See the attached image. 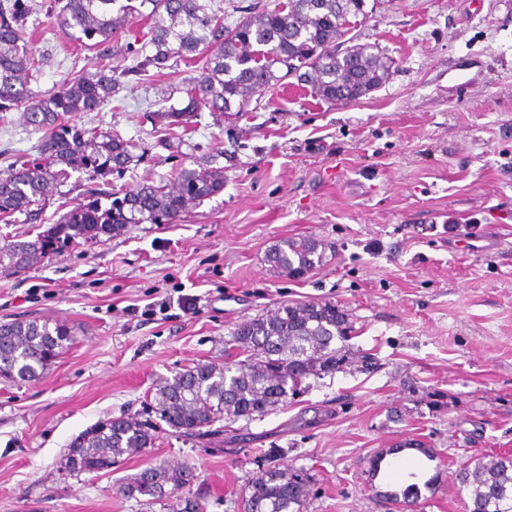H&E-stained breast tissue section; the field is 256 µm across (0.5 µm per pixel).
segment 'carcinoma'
<instances>
[{"label": "carcinoma", "mask_w": 512, "mask_h": 512, "mask_svg": "<svg viewBox=\"0 0 512 512\" xmlns=\"http://www.w3.org/2000/svg\"><path fill=\"white\" fill-rule=\"evenodd\" d=\"M364 0H279L272 9L245 17L233 28L224 26L209 0H63L55 13L60 30L91 50L95 37L108 41L133 25L148 21L138 49L125 51L136 63L116 70L99 64L94 71L71 76L61 91L36 93L40 60L29 49L25 21L30 0H0V112L23 109L27 124L44 131L39 155L13 163L0 175V222L13 224L16 215L35 224L42 210L71 173L85 171L104 179L59 223L33 241L0 246V270L21 271L63 252L76 239L120 232L128 224H171L189 205L224 190V168L206 160L181 170L173 181L144 183L121 192L106 177L121 174L137 158L141 146L96 127H78L68 116L94 112L124 84L143 83L172 68L170 61L199 66L184 80L179 107H161L153 114L167 130L187 127L197 113L242 112L258 92L293 76L311 86L318 99L350 101L381 86L390 65L374 46L346 37L348 16L363 10ZM346 47L336 51V41ZM323 253L309 240L284 239L267 254L271 270L290 276L323 264ZM355 327L349 314L332 303H296L277 312L239 323L225 341L226 361L199 364L158 385L159 419L175 429L198 432L222 420L262 417L309 387L306 380L343 372L354 363L369 366L370 358L354 359L348 342ZM63 324L15 321L0 324V362L11 378L31 381L50 366L72 342ZM154 425L135 417L100 421L69 445L65 466L72 472L110 469L125 455L149 447ZM275 450L252 483L244 512H299L306 497L308 474L273 465ZM194 480L187 466L149 467L123 487L131 497L161 502ZM471 512H512V459L483 456L466 469Z\"/></svg>", "instance_id": "1"}]
</instances>
